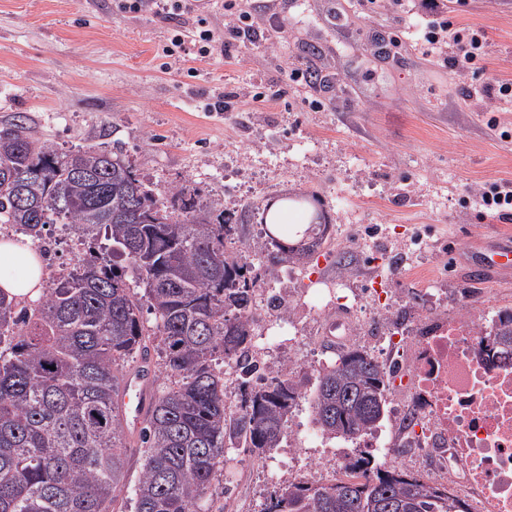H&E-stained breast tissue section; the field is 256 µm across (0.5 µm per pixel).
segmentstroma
<instances>
[{"label": "stroma", "instance_id": "obj_1", "mask_svg": "<svg viewBox=\"0 0 512 512\" xmlns=\"http://www.w3.org/2000/svg\"><path fill=\"white\" fill-rule=\"evenodd\" d=\"M401 2L392 12L370 0H236L256 23V42L175 62L162 48L177 24L150 8L0 0V125L23 114L62 149L121 147L150 188L190 184L222 208L285 193L313 201L330 228L307 263L274 264L251 251L257 216L234 233L256 287L298 272L287 294L258 299L253 317L306 297L291 346L302 360L296 375L311 382L339 356L311 337L312 305L332 280L361 297L382 278L401 322L417 316L428 285L450 309L474 300L512 310V273L476 280L455 254L469 241L512 242V213L484 210L470 194L512 182V106L494 91L512 81V0H470L453 12L455 26L488 37L480 70L462 76L415 47L424 0ZM301 67L305 78L289 80ZM391 266L403 274L388 281ZM280 454L227 449L203 512H226L233 498L263 512L284 485L269 469Z\"/></svg>", "mask_w": 512, "mask_h": 512}]
</instances>
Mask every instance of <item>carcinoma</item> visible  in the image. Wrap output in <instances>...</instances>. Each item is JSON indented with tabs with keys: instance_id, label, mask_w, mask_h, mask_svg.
<instances>
[{
	"instance_id": "cac0c4a2",
	"label": "carcinoma",
	"mask_w": 512,
	"mask_h": 512,
	"mask_svg": "<svg viewBox=\"0 0 512 512\" xmlns=\"http://www.w3.org/2000/svg\"><path fill=\"white\" fill-rule=\"evenodd\" d=\"M81 164L88 179L71 178ZM31 179L36 209L18 202L11 178ZM269 262L312 256L325 230L317 216L297 244L268 218ZM235 213L218 219L185 184L156 193L120 148L63 151L36 138L22 116L0 129V224L36 244L51 224L88 240L79 266L18 307L0 289V512H202L224 464L225 445L265 453L279 447L305 378L267 376L248 362L256 295L249 268L224 251ZM136 280H128V272ZM155 326L142 321L143 309ZM493 344L512 350V312ZM160 358L169 384L150 392L139 431L121 410L128 363ZM240 372V413L226 412L219 358ZM391 371L349 350L318 372L312 405L321 432L351 441L387 416ZM143 463L134 497L119 503L131 449ZM350 460L327 484L292 482L264 512H464L448 490L398 469Z\"/></svg>"
}]
</instances>
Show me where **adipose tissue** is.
Segmentation results:
<instances>
[{
	"mask_svg": "<svg viewBox=\"0 0 512 512\" xmlns=\"http://www.w3.org/2000/svg\"><path fill=\"white\" fill-rule=\"evenodd\" d=\"M42 263L28 240L0 239V290L19 299H38L42 292Z\"/></svg>",
	"mask_w": 512,
	"mask_h": 512,
	"instance_id": "adipose-tissue-1",
	"label": "adipose tissue"
}]
</instances>
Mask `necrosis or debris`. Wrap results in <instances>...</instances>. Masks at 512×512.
<instances>
[{
  "instance_id": "1",
  "label": "necrosis or debris",
  "mask_w": 512,
  "mask_h": 512,
  "mask_svg": "<svg viewBox=\"0 0 512 512\" xmlns=\"http://www.w3.org/2000/svg\"><path fill=\"white\" fill-rule=\"evenodd\" d=\"M496 321L472 303L463 314L443 310L387 325L373 340L378 361H403L406 384L393 401L396 435L381 430L365 444L447 488L468 512H512V357L487 347ZM296 330L294 313H276L253 347L292 366L283 345Z\"/></svg>"
}]
</instances>
